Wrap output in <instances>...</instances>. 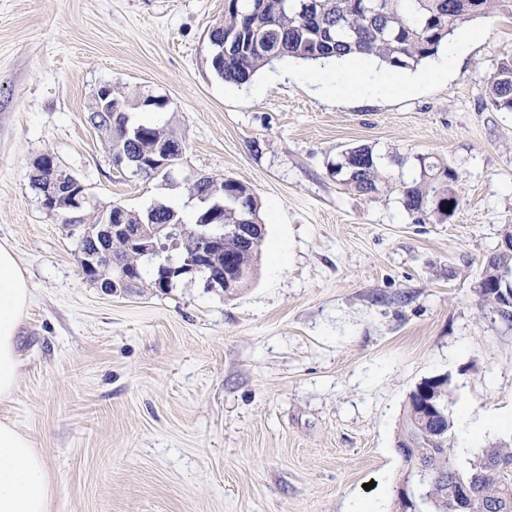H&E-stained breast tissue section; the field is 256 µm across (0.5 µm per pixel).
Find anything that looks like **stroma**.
I'll use <instances>...</instances> for the list:
<instances>
[{
	"instance_id": "stroma-1",
	"label": "stroma",
	"mask_w": 512,
	"mask_h": 512,
	"mask_svg": "<svg viewBox=\"0 0 512 512\" xmlns=\"http://www.w3.org/2000/svg\"><path fill=\"white\" fill-rule=\"evenodd\" d=\"M227 0H0V243L31 285L22 368L0 419L44 455L53 512H394L409 392L450 379L455 433L512 436V327L483 314L482 261L512 225V112L485 104L512 54V17L478 32L447 80L333 102L283 60L232 85L209 64ZM158 100L182 170L142 179L89 123L96 90ZM434 153L459 176L445 223L330 173L343 150ZM98 207L187 199L186 173L248 184L266 250L242 289L203 279L105 292L81 272L77 228L30 183L44 151ZM282 266L273 271L272 248Z\"/></svg>"
}]
</instances>
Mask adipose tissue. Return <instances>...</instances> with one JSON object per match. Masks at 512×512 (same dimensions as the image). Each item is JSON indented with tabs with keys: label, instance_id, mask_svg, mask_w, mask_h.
<instances>
[{
	"label": "adipose tissue",
	"instance_id": "ef3b65f1",
	"mask_svg": "<svg viewBox=\"0 0 512 512\" xmlns=\"http://www.w3.org/2000/svg\"><path fill=\"white\" fill-rule=\"evenodd\" d=\"M474 37L471 30H459L455 42L426 73L402 82L393 74L376 69L366 58L330 59L333 74L321 80L320 91L336 99L359 93L385 95L445 79L457 56ZM30 298L28 280L13 248L0 244V401L10 398L16 389L20 368L18 333ZM54 498L55 485L46 459L30 435L15 422L0 420V512H51Z\"/></svg>",
	"mask_w": 512,
	"mask_h": 512
}]
</instances>
